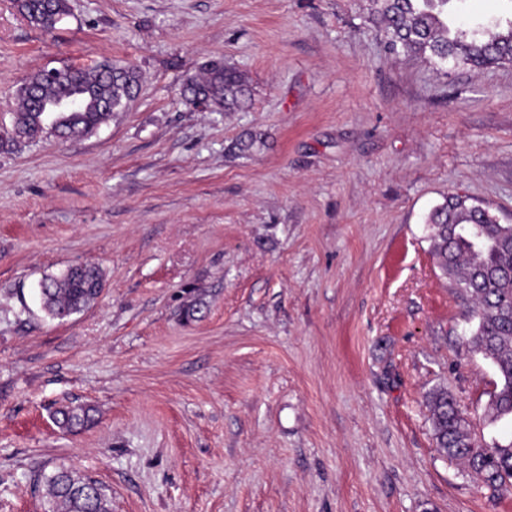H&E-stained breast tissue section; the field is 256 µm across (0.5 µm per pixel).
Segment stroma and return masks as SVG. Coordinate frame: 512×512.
<instances>
[{
    "instance_id": "stroma-1",
    "label": "stroma",
    "mask_w": 512,
    "mask_h": 512,
    "mask_svg": "<svg viewBox=\"0 0 512 512\" xmlns=\"http://www.w3.org/2000/svg\"><path fill=\"white\" fill-rule=\"evenodd\" d=\"M69 3L47 33L0 0V131L38 71L120 61L141 89L0 149V512H46L60 467L112 512H512L433 436L437 387L481 443L512 431L425 224L452 193L512 224V65L394 57L367 0ZM212 58L249 109L185 103ZM78 262L103 291L50 319L38 285ZM72 401L95 420L70 433ZM91 412H93V409L89 405L70 403L55 409L53 419L59 428L73 431L91 421Z\"/></svg>"
}]
</instances>
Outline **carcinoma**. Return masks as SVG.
Returning <instances> with one entry per match:
<instances>
[{
	"instance_id": "cac0c4a2",
	"label": "carcinoma",
	"mask_w": 512,
	"mask_h": 512,
	"mask_svg": "<svg viewBox=\"0 0 512 512\" xmlns=\"http://www.w3.org/2000/svg\"><path fill=\"white\" fill-rule=\"evenodd\" d=\"M372 20L384 31L395 55L426 56L443 67L448 62L483 69L512 58V18L475 20L448 26L451 0H371ZM20 14L33 26L52 31L70 15L69 0H15ZM139 87L136 70L114 64L66 67L49 78L38 72L18 89L12 128L0 136V148L33 141L47 134L66 142L91 134L115 112L123 111ZM193 106L202 101L210 110L241 112L251 102L246 75L217 59L205 61L200 74L182 90ZM431 253L454 288L467 295L475 324L467 350L490 361L496 389L484 420L512 426V224H496L488 211L451 195L427 216ZM100 268L86 263L70 266L39 283L42 310L64 321L88 308L102 292ZM427 404L437 448L462 462L483 483L512 485V439L483 447L474 426L444 388L429 393ZM93 409L67 404L53 412L56 425L72 431L88 424ZM47 512H111L106 489L95 479L67 470L44 477Z\"/></svg>"
}]
</instances>
